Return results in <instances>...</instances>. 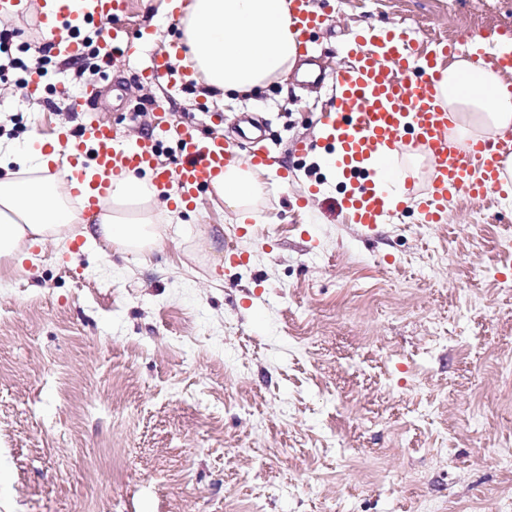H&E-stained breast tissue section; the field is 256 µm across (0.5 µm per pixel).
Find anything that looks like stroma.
I'll use <instances>...</instances> for the list:
<instances>
[{
	"instance_id": "35a3bbf8",
	"label": "stroma",
	"mask_w": 512,
	"mask_h": 512,
	"mask_svg": "<svg viewBox=\"0 0 512 512\" xmlns=\"http://www.w3.org/2000/svg\"><path fill=\"white\" fill-rule=\"evenodd\" d=\"M162 2L115 19L151 41L112 67L52 53L44 97L26 99L10 71L0 138L21 149L89 122L150 137L161 114L225 135L253 116L273 161L262 221L207 198L139 261L71 242L0 272V512H512L497 453L512 443V203L351 223L319 162L330 85L292 77L218 104L142 82L177 32ZM315 2L327 74L364 26L417 24L423 52L512 37V0Z\"/></svg>"
}]
</instances>
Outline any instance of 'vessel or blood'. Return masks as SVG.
I'll return each instance as SVG.
<instances>
[{"label":"vessel or blood","instance_id":"1","mask_svg":"<svg viewBox=\"0 0 512 512\" xmlns=\"http://www.w3.org/2000/svg\"><path fill=\"white\" fill-rule=\"evenodd\" d=\"M43 3L39 20L48 31H56L62 24L98 23L105 61H112L118 46L129 51L136 47L112 24L123 0ZM293 18L304 42L326 22L314 0H293ZM455 49V44L442 42L432 56L421 57L410 51L405 29L362 30L353 40V62L333 72L336 104L322 113L320 124L327 132L328 160L350 185L343 204L354 223L369 227L384 222L388 214L384 191L387 158L410 145L424 150L431 160L423 192H408L402 204L415 214L418 223H443L449 199L489 198L499 192L498 159L512 153V139L465 148L448 140V114L437 103L435 83L440 57ZM182 59L180 40L168 42L154 56L150 80L192 86L194 73ZM170 138L180 158L173 170L160 162L162 144ZM33 143L42 153L66 155V184L92 207L111 192L117 178L143 170L151 171L157 185L177 183L182 201L193 203L210 190L216 176L239 162L231 141L204 135L187 120L160 125L152 137L122 141L111 127L90 124L78 132L39 133Z\"/></svg>","mask_w":512,"mask_h":512}]
</instances>
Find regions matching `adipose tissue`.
<instances>
[{
  "label": "adipose tissue",
  "instance_id": "ef3b65f1",
  "mask_svg": "<svg viewBox=\"0 0 512 512\" xmlns=\"http://www.w3.org/2000/svg\"><path fill=\"white\" fill-rule=\"evenodd\" d=\"M181 24L185 62L198 71L201 94L210 100L286 81L300 58L288 0H186ZM436 97L452 122V140L495 143L512 132V88L493 64L457 55L442 69ZM50 162L41 152L0 144V270L28 259L29 248L60 243L74 231L135 260L158 246L161 190L149 175L117 180L89 224L64 182L50 174ZM212 189L245 217L265 185L258 170L242 163L217 176Z\"/></svg>",
  "mask_w": 512,
  "mask_h": 512
}]
</instances>
